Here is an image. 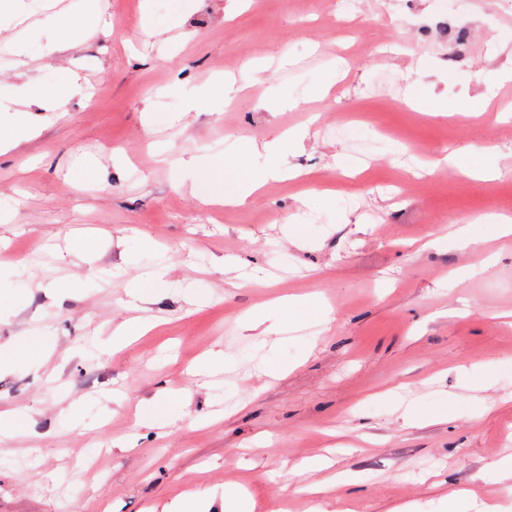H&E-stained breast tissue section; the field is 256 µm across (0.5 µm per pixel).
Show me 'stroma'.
<instances>
[{
    "label": "stroma",
    "mask_w": 512,
    "mask_h": 512,
    "mask_svg": "<svg viewBox=\"0 0 512 512\" xmlns=\"http://www.w3.org/2000/svg\"><path fill=\"white\" fill-rule=\"evenodd\" d=\"M441 2L355 0L356 40L336 0H99L110 34L66 53L28 0L0 32V91L70 73L87 90L65 117L29 113L34 137L0 155V348L41 327L47 349L0 370V413L31 417L0 462V512H163L189 491L223 512L231 486L249 512H479L454 498L473 486L512 512L489 469L512 455V237L480 221L512 217V0H458L444 30ZM226 76L232 99L185 111ZM150 110L181 120L151 133ZM294 127L282 161L304 180L250 206L176 180L217 157L261 170ZM482 155L507 174L469 178ZM161 265L166 286L128 308ZM284 295L332 313L289 322ZM137 315L155 327L113 349ZM219 350L223 387L191 381ZM290 483L312 491L282 501Z\"/></svg>",
    "instance_id": "stroma-1"
}]
</instances>
